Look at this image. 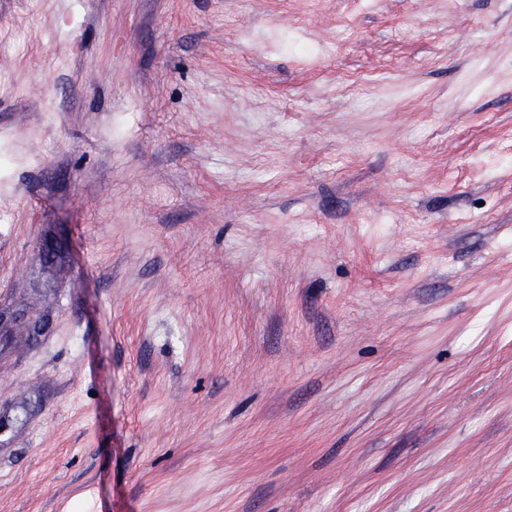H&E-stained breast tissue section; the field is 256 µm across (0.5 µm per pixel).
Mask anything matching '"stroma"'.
Returning <instances> with one entry per match:
<instances>
[{
	"instance_id": "stroma-1",
	"label": "stroma",
	"mask_w": 512,
	"mask_h": 512,
	"mask_svg": "<svg viewBox=\"0 0 512 512\" xmlns=\"http://www.w3.org/2000/svg\"><path fill=\"white\" fill-rule=\"evenodd\" d=\"M1 154L0 512H512V0H0ZM65 250V242L61 238L51 237L41 240L38 245V256L45 266L54 265ZM51 328L48 318H34L20 308L0 307V344L9 341L14 332L23 329L32 340L46 335Z\"/></svg>"
}]
</instances>
